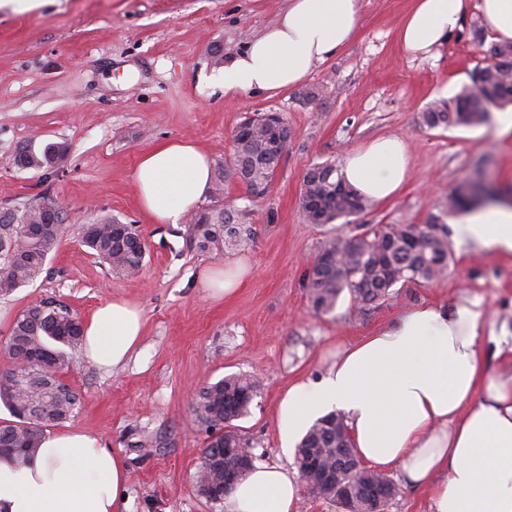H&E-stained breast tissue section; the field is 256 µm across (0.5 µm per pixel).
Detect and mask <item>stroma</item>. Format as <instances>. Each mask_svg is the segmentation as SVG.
Wrapping results in <instances>:
<instances>
[{"label":"stroma","mask_w":512,"mask_h":512,"mask_svg":"<svg viewBox=\"0 0 512 512\" xmlns=\"http://www.w3.org/2000/svg\"><path fill=\"white\" fill-rule=\"evenodd\" d=\"M480 0H468L460 29L422 55L407 54L396 32L413 0H362L354 40L316 65L304 87L275 96L224 95L214 49L241 52L271 26L286 0H18L0 7V208H21L50 195L65 207V234L44 273L0 296V343L13 319L46 297L68 304L80 321L99 305L125 299L144 320L140 345L109 369L73 353L62 380L79 397L66 425L98 437L128 467V512H229L202 496L196 476L208 436L193 415L198 392L227 375L259 381L237 426L257 463L297 474L277 426L281 397L295 381L326 377L337 351L423 304L476 297L494 330L512 331V260L451 241L445 277L397 284L367 315L340 299L328 314L309 301L305 273L332 236L357 225L424 224L440 215L445 196L484 166L512 194V134L493 122L429 129L427 105L459 93L484 58L473 38ZM319 100L303 101V88ZM280 112L291 137L270 194L249 201L245 185H224V203L249 208L256 236L246 251L202 252L189 237V217L153 223L142 210L132 174L141 153L176 139L199 144L213 163L229 160L244 111ZM380 136L407 147L410 170L400 193L371 203L353 223H308L300 207L303 179L317 163ZM63 142L56 175L17 166L18 148ZM112 217L135 225L148 245L139 275L112 273L84 247L79 227ZM249 267L236 293L208 297L207 270Z\"/></svg>","instance_id":"obj_1"}]
</instances>
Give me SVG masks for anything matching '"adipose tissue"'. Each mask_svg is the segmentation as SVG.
<instances>
[{"instance_id":"obj_1","label":"adipose tissue","mask_w":512,"mask_h":512,"mask_svg":"<svg viewBox=\"0 0 512 512\" xmlns=\"http://www.w3.org/2000/svg\"><path fill=\"white\" fill-rule=\"evenodd\" d=\"M466 0H414L397 40L418 54L459 29ZM360 0H287L276 23L249 39L222 74L225 96L273 95L302 84L356 35ZM405 143L373 140L346 155L343 179L375 201L395 196L408 173ZM209 156L190 140L144 152L133 173L143 211L175 224L210 187ZM458 241L512 255V207L474 210L452 227ZM487 310L461 298L416 307L339 351L318 383L290 386L278 407L285 450L324 412H342L362 461L426 487L430 512H512V335L494 336L496 373L481 356ZM86 359L116 368L143 331L137 306L100 305L83 325ZM123 459L80 430L45 434L26 459L0 457V512H121ZM286 469L256 466L231 493L230 512H297Z\"/></svg>"}]
</instances>
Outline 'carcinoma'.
<instances>
[{"mask_svg":"<svg viewBox=\"0 0 512 512\" xmlns=\"http://www.w3.org/2000/svg\"><path fill=\"white\" fill-rule=\"evenodd\" d=\"M497 62L470 74L472 86L448 99L430 103L422 112L423 125L473 127L485 123L491 109L512 104V42L490 47ZM245 132L233 135L231 158L215 168L212 193L224 195V182L236 178L250 196L267 195L286 148L270 147L271 132L288 134L285 118L272 119L266 112L247 116ZM61 142L43 148L28 143L18 149L16 163L24 169L53 173L67 153ZM497 197L481 175L460 183L449 194L442 214H456ZM301 209L311 224H331L364 212L368 200L358 195L339 176L336 165L322 162L305 175ZM12 219L0 220V295L36 281L43 273L48 255L59 245L63 225L43 223L39 202L21 210L6 209ZM39 226L42 233L31 239L24 226ZM190 239L201 251H221L226 246L245 248L254 242L255 229L247 223V212L231 204L215 205L196 213L189 226ZM80 241L114 272L133 275L141 270L147 244L133 224L103 218L80 226ZM321 252L333 256L329 265L320 262L305 274L309 301L318 313H330L342 296L349 297L350 310L358 315L380 307L400 282H430L448 271L452 252L448 228L438 216L427 224H387L366 229L348 238L327 239ZM82 341L80 321L65 304L52 298L24 310L14 319L0 353L10 365L0 371V402L12 419H0V455L23 457L38 446L46 427L74 416L77 395L57 375L70 354ZM259 382L250 376L231 375L202 388L192 406L196 421L208 430L203 457L224 447L234 449L225 463L234 465L235 449L245 447L233 421L248 413ZM297 451L306 457H320V465L335 466L337 456L358 457L340 414L334 412L316 420L300 441ZM347 500L329 489L313 492L328 498L343 512H387L398 489L386 474L366 466L341 472Z\"/></svg>","mask_w":512,"mask_h":512,"instance_id":"1","label":"carcinoma"}]
</instances>
